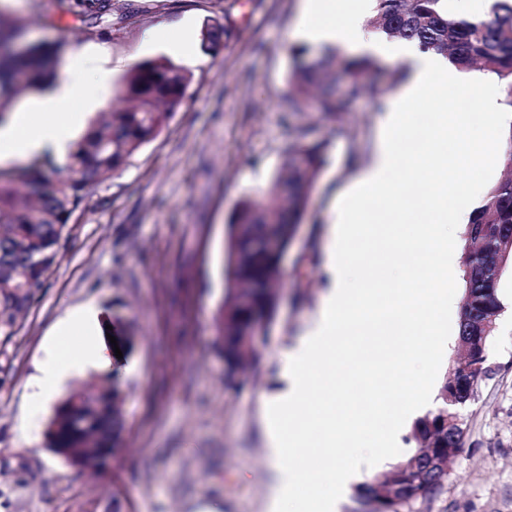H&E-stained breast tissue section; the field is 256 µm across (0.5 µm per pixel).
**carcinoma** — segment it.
Wrapping results in <instances>:
<instances>
[{
    "instance_id": "carcinoma-1",
    "label": "carcinoma",
    "mask_w": 512,
    "mask_h": 512,
    "mask_svg": "<svg viewBox=\"0 0 512 512\" xmlns=\"http://www.w3.org/2000/svg\"><path fill=\"white\" fill-rule=\"evenodd\" d=\"M61 4L69 9L80 6L83 14L95 18L110 9L108 0H61ZM371 25L375 34L412 40L461 70L477 66L512 91V0H494L490 12L480 18L449 15L445 0H375ZM17 39L18 29L0 14V47ZM289 54L294 64L291 104L298 111L311 106L316 112H344L364 93L379 99L391 89L381 81L367 87L359 83V73L380 70L372 56H350L338 48L315 51L308 45L294 46ZM54 77L51 47L30 45L22 52H0V124L20 94ZM190 81L189 74L164 58L136 65L120 81L134 105L110 112L76 145L65 177L51 178L55 168L46 157L22 174L27 191L0 181V336L15 335L19 314L44 288L64 248V229L86 200L88 186L114 175L142 145L161 134ZM322 163L320 146L297 144L263 194L237 204L228 225V240L235 241V280L277 283L279 271L271 266L269 256L254 250L253 242L263 238L268 223L277 218L283 224L298 223ZM237 224L243 228L236 235ZM510 256L512 178L488 190L466 232L459 339L478 354L490 346L495 334L501 310L497 296L501 263ZM246 324L230 300L215 317L229 377L245 364L250 348L242 331ZM472 386L473 379L460 370L452 378L443 376L438 406L419 418L406 438L414 443L410 452L383 473V482L375 476L358 488L351 512H415L416 504L430 502L444 488L448 473L443 463L448 449L462 446L460 409L469 402ZM451 390L456 392V403L448 402ZM120 393L114 376L110 388L89 384L64 398L69 419L51 444L76 448L93 436L105 447H120L123 412L112 407V398Z\"/></svg>"
}]
</instances>
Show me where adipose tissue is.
Instances as JSON below:
<instances>
[{"mask_svg": "<svg viewBox=\"0 0 512 512\" xmlns=\"http://www.w3.org/2000/svg\"><path fill=\"white\" fill-rule=\"evenodd\" d=\"M372 7L373 0H304L295 28L300 38L318 46H339L353 54L403 61L407 77L383 107L379 137L369 162L339 194L325 243L326 287L320 313L283 356L282 372L288 388L273 400L279 412L269 423L267 459L284 497L293 488L291 464L302 458L308 430L330 428L339 417L352 427L359 422L357 408L339 412L314 398L313 371L332 351L334 342L364 341L370 345L373 359L384 366L391 364L400 343L409 336L421 337L436 352L447 351L456 304L451 290L440 288L430 304L406 305L390 313L383 312L382 306L405 293L400 279L393 276L405 248L432 249L444 275L451 279L457 276L459 249L448 228L468 223L472 198L484 193L483 184L472 182L461 195L446 178H437L413 213L406 212L401 196L393 194V186L417 172L436 145H447L455 159L472 163L484 139L470 133L464 113L447 106L437 124L423 133L417 153L404 157L400 144L410 105L457 85V73L444 56L420 51L413 42H389L365 35L362 24ZM111 84L110 70H98L91 84L85 64L69 65L37 102L35 111L13 113L0 126V163L65 150L76 129L86 121L85 113L71 111L72 102L83 98L90 106H99L101 91ZM367 195L383 201L382 212H362L358 201ZM119 364L104 334L100 311L87 306L68 310L56 325L54 341L36 365V390L18 431L26 432L31 419L37 418L45 403L71 379L92 369L110 373Z\"/></svg>", "mask_w": 512, "mask_h": 512, "instance_id": "ef3b65f1", "label": "adipose tissue"}]
</instances>
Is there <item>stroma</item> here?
<instances>
[{
	"label": "stroma",
	"mask_w": 512,
	"mask_h": 512,
	"mask_svg": "<svg viewBox=\"0 0 512 512\" xmlns=\"http://www.w3.org/2000/svg\"><path fill=\"white\" fill-rule=\"evenodd\" d=\"M302 0H112L97 19L56 0H0L24 26V44H64L55 70L85 52L113 81L169 57L170 27L218 21V50L197 46L185 96L154 140L111 178L90 185L65 231L58 266L0 346V512H272L265 401L276 392L281 351L319 309L323 246L338 190L367 163L378 136V100L349 111H294L288 47ZM324 147V163L281 264L276 315L255 346L254 371L227 379L215 350L224 297V244L238 202L266 189L296 144ZM512 171L504 134L479 170L449 164V183L492 186ZM487 352L491 369L462 411L464 437L430 512H512V261ZM93 301L122 322L133 364L120 376L124 431L103 468L69 466L47 448L48 418L32 422L35 449L16 430L33 394L35 366L67 310Z\"/></svg>",
	"instance_id": "1"
}]
</instances>
